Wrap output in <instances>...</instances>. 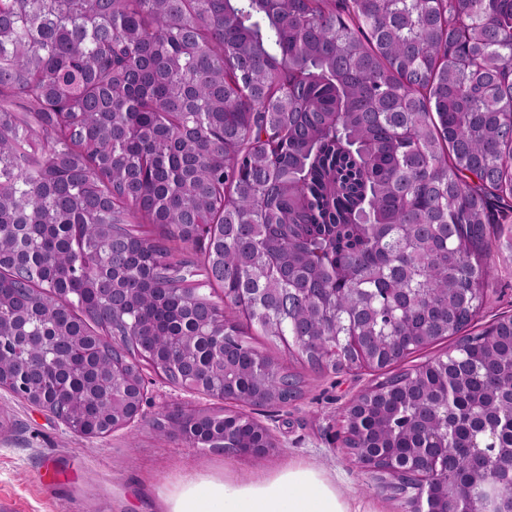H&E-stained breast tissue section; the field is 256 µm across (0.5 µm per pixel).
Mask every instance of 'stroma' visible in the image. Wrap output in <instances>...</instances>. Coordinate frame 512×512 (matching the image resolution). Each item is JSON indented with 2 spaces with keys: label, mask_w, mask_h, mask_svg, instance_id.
Segmentation results:
<instances>
[{
  "label": "stroma",
  "mask_w": 512,
  "mask_h": 512,
  "mask_svg": "<svg viewBox=\"0 0 512 512\" xmlns=\"http://www.w3.org/2000/svg\"><path fill=\"white\" fill-rule=\"evenodd\" d=\"M489 263L484 305L472 321L476 333L512 316V253L493 252ZM289 370L301 375L302 396L285 407L255 409V418L279 442L276 455L258 459L190 448L156 433L151 420L174 401L192 408L210 400L173 387L149 367L143 370L142 419L98 438L78 436L60 420L0 390V414L12 423L9 431L0 432V512H155L159 491L171 488L180 474L220 473L229 467L241 477L258 478L286 461L323 469L363 512H401L398 502L379 493L368 473L349 462L336 436L341 407L372 384L375 373L318 374L301 360L291 361Z\"/></svg>",
  "instance_id": "1"
}]
</instances>
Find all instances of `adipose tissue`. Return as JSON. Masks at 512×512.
I'll return each mask as SVG.
<instances>
[{"mask_svg":"<svg viewBox=\"0 0 512 512\" xmlns=\"http://www.w3.org/2000/svg\"><path fill=\"white\" fill-rule=\"evenodd\" d=\"M157 512H352V508L324 472L291 463L260 479L185 475L161 497Z\"/></svg>","mask_w":512,"mask_h":512,"instance_id":"ef3b65f1","label":"adipose tissue"}]
</instances>
